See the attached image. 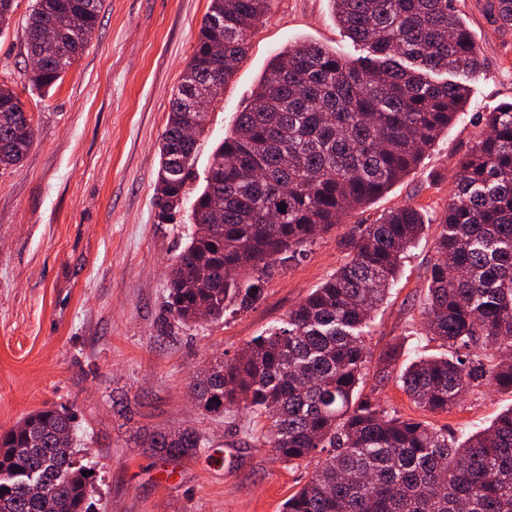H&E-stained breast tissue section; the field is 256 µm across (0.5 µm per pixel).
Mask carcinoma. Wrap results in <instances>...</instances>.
<instances>
[{
    "label": "carcinoma",
    "instance_id": "cac0c4a2",
    "mask_svg": "<svg viewBox=\"0 0 512 512\" xmlns=\"http://www.w3.org/2000/svg\"><path fill=\"white\" fill-rule=\"evenodd\" d=\"M271 0H210L160 146L155 197L160 224H175L187 196L196 140ZM336 21L367 55L348 62L317 43L271 59L245 110L217 146L192 204L189 243L169 272V312L180 322L250 308L275 269L312 246L321 231L382 196L448 129L481 70V49L454 0H331ZM512 27V0H493ZM101 0H34L25 73L55 84L87 46ZM224 46V82L213 50ZM459 162L454 195L437 224L412 204L395 207L345 242L344 262L280 325L217 363L193 383L199 408L240 406L264 415L256 439L296 466L325 453L281 512H512V408L460 441L358 394L367 368L370 315L397 282L401 259L437 227V261L422 307L425 335L449 353L419 356L397 376L416 407L446 413L486 384L512 391V103ZM31 115L0 83V169L19 165L35 136ZM285 211H280L281 205ZM72 415L27 414L0 434V470L36 472L51 512H92L87 480L74 466ZM209 447L191 428L155 431L148 449L191 460ZM0 512H44L15 481L0 480Z\"/></svg>",
    "mask_w": 512,
    "mask_h": 512
}]
</instances>
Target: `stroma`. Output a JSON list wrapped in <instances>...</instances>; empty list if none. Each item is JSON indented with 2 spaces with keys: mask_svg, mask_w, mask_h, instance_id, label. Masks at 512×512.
Returning a JSON list of instances; mask_svg holds the SVG:
<instances>
[{
  "mask_svg": "<svg viewBox=\"0 0 512 512\" xmlns=\"http://www.w3.org/2000/svg\"><path fill=\"white\" fill-rule=\"evenodd\" d=\"M31 5L16 0L11 26L0 33V82L36 126L20 166L0 169V431L45 407L75 413V461L91 472L98 512H279L314 464L294 468L257 447L265 420L256 414L198 409L191 384L280 324L335 272L344 258L340 241L356 225L408 203L430 213L447 206L457 162L485 131L479 114L512 102V28L494 22L487 0H457L484 59L460 119L386 194L278 268L250 309L184 325L166 311L167 268L190 224L158 223L154 197L170 100L210 0H102L88 48L43 89L23 76ZM302 41L349 60L365 54L338 25L329 0H272L221 100L208 108L190 194L202 189L213 151L271 58ZM435 237L428 232L408 251L373 317L363 391L462 439L511 407L512 393L483 386L448 413L429 414L395 381L376 379L380 355L393 346L401 348L400 370L416 355L442 351L425 336L421 315ZM183 427L207 437L208 452L173 461L142 445L154 430Z\"/></svg>",
  "mask_w": 512,
  "mask_h": 512,
  "instance_id": "stroma-1",
  "label": "stroma"
}]
</instances>
